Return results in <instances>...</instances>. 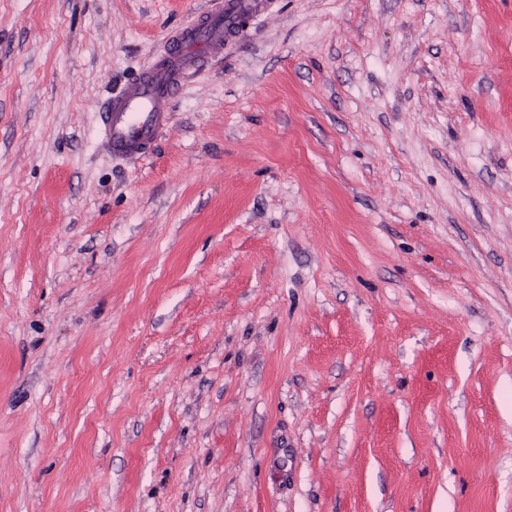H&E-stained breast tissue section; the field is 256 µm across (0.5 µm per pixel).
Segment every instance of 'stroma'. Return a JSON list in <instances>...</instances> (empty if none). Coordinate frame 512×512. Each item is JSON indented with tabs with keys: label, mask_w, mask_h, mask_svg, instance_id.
<instances>
[{
	"label": "stroma",
	"mask_w": 512,
	"mask_h": 512,
	"mask_svg": "<svg viewBox=\"0 0 512 512\" xmlns=\"http://www.w3.org/2000/svg\"><path fill=\"white\" fill-rule=\"evenodd\" d=\"M212 2L0 0V512H512V0H264L112 159ZM263 0H225L171 40L163 58L135 74L99 112L100 133L113 158L140 161L153 152L170 119V107L185 76L207 57L224 51L243 16Z\"/></svg>",
	"instance_id": "obj_1"
}]
</instances>
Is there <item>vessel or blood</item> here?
Returning <instances> with one entry per match:
<instances>
[{
	"label": "vessel or blood",
	"instance_id": "obj_1",
	"mask_svg": "<svg viewBox=\"0 0 512 512\" xmlns=\"http://www.w3.org/2000/svg\"><path fill=\"white\" fill-rule=\"evenodd\" d=\"M260 7L261 0H224L173 38L163 58L110 96L99 114L106 151L118 159H147L169 123L171 104L185 76L207 57L223 52L241 18Z\"/></svg>",
	"mask_w": 512,
	"mask_h": 512
}]
</instances>
